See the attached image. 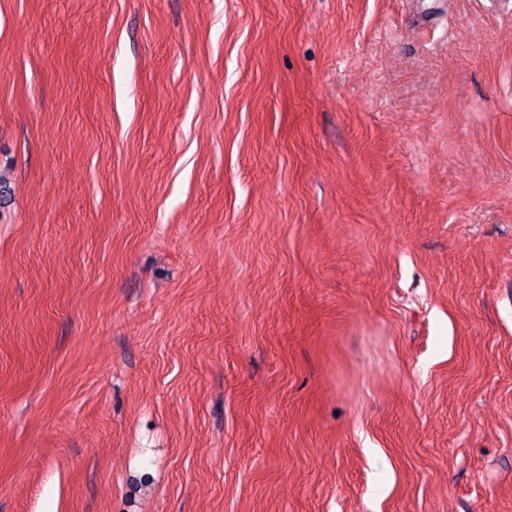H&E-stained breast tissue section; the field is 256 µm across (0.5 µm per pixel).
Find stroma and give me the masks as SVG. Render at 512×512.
Listing matches in <instances>:
<instances>
[{"label":"stroma","mask_w":512,"mask_h":512,"mask_svg":"<svg viewBox=\"0 0 512 512\" xmlns=\"http://www.w3.org/2000/svg\"><path fill=\"white\" fill-rule=\"evenodd\" d=\"M0 512H512V0H0Z\"/></svg>","instance_id":"35a3bbf8"}]
</instances>
